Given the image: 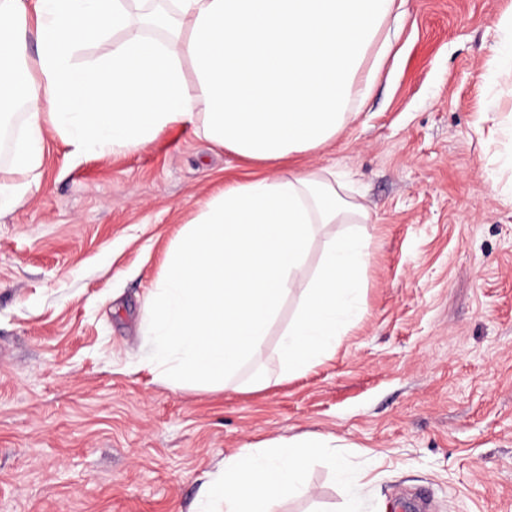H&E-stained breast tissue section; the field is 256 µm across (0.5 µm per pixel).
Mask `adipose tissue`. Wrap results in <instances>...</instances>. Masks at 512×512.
Wrapping results in <instances>:
<instances>
[{
	"mask_svg": "<svg viewBox=\"0 0 512 512\" xmlns=\"http://www.w3.org/2000/svg\"><path fill=\"white\" fill-rule=\"evenodd\" d=\"M395 0H168L150 37L127 0H0V116L25 109L26 125L0 182V211L24 204L41 177L47 132L76 153L137 151L167 127L259 163L323 150L372 86L367 58ZM122 32L109 57L80 63L90 41ZM36 47H29V40ZM330 167L226 182L166 254L145 307L149 363L179 391L224 389L256 360L290 295L294 320L281 333L286 374L328 354L359 309L358 273L369 244L350 232L369 219L345 198ZM322 254L316 270L308 257ZM322 436L244 446L206 484L196 512H275L299 491L325 448Z\"/></svg>",
	"mask_w": 512,
	"mask_h": 512,
	"instance_id": "obj_1",
	"label": "adipose tissue"
}]
</instances>
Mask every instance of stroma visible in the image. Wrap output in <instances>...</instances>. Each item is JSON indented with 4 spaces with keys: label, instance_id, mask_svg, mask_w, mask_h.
Here are the masks:
<instances>
[{
    "label": "stroma",
    "instance_id": "stroma-1",
    "mask_svg": "<svg viewBox=\"0 0 512 512\" xmlns=\"http://www.w3.org/2000/svg\"><path fill=\"white\" fill-rule=\"evenodd\" d=\"M371 97L298 169L354 174L369 211L360 313L283 377L288 300L261 362L221 392L172 391L144 317L167 249L252 165L161 131L83 157L55 133L29 201L0 213V512H189L246 445L328 452L277 512H512V74L490 81L512 0H403Z\"/></svg>",
    "mask_w": 512,
    "mask_h": 512
}]
</instances>
